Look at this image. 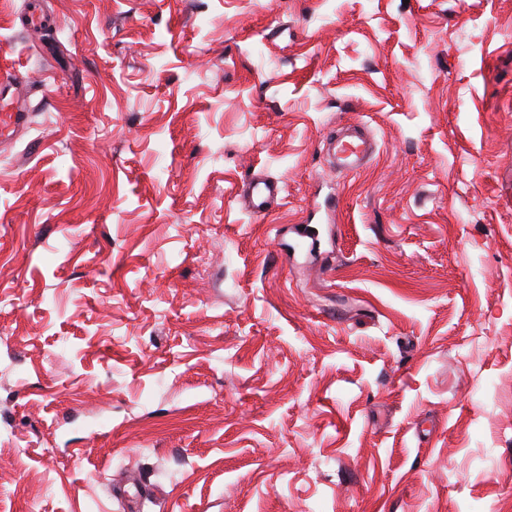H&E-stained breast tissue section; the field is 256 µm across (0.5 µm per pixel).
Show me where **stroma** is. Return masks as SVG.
I'll return each instance as SVG.
<instances>
[{
    "label": "stroma",
    "instance_id": "1",
    "mask_svg": "<svg viewBox=\"0 0 512 512\" xmlns=\"http://www.w3.org/2000/svg\"><path fill=\"white\" fill-rule=\"evenodd\" d=\"M25 3L0 512H512V0ZM349 144L353 147L349 148ZM336 159V166L349 173H358L370 160L374 152V141L369 133L355 131L350 135H339L329 147ZM281 192L278 183L266 178L253 179L245 191L244 198L248 202V208L253 213L265 212L271 202L277 198Z\"/></svg>",
    "mask_w": 512,
    "mask_h": 512
}]
</instances>
